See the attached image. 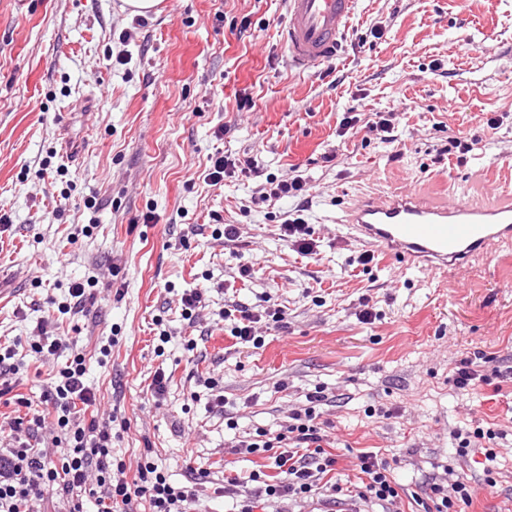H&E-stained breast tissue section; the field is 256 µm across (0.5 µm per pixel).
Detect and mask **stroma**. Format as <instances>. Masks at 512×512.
Wrapping results in <instances>:
<instances>
[{"mask_svg": "<svg viewBox=\"0 0 512 512\" xmlns=\"http://www.w3.org/2000/svg\"><path fill=\"white\" fill-rule=\"evenodd\" d=\"M132 20L124 0H0V348L20 365L0 415L24 416L18 397L39 403L80 353L128 473L149 454L171 482L206 472L218 483L272 473L268 458L233 453V437L277 431L322 387L333 482L353 479L359 452H381L420 493L451 460L480 489L465 512H512V246L435 273L380 252L362 265L340 223L364 193L505 201L512 0H356L336 59L306 70L286 60L285 0H163L144 25ZM378 112L397 114L395 141L368 131ZM347 113L358 122L342 137ZM456 136L474 149L436 161ZM219 152L254 160L259 176L208 185ZM295 167L311 185V258L280 237L300 203L261 199L267 177ZM221 223L239 226L237 242L215 236ZM92 276L84 312L61 314L69 287ZM193 289L204 301L190 323L179 299ZM232 301L282 309L286 325L261 321L253 348L220 319ZM366 301L378 319L361 318ZM40 323L69 341L46 362L28 346ZM473 356L495 358L501 377L455 388L456 363ZM159 369L170 379L157 398ZM210 377L223 410L210 406ZM468 423L507 433L493 443L495 487L484 449L456 454L449 433Z\"/></svg>", "mask_w": 512, "mask_h": 512, "instance_id": "1", "label": "stroma"}]
</instances>
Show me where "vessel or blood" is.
<instances>
[{
  "label": "vessel or blood",
  "instance_id": "vessel-or-blood-1",
  "mask_svg": "<svg viewBox=\"0 0 512 512\" xmlns=\"http://www.w3.org/2000/svg\"><path fill=\"white\" fill-rule=\"evenodd\" d=\"M282 45L303 69L335 59L355 0H286ZM351 238L423 271L445 270L487 255L493 242H512V203L489 207L453 200L433 204L412 192L358 196L343 219Z\"/></svg>",
  "mask_w": 512,
  "mask_h": 512
}]
</instances>
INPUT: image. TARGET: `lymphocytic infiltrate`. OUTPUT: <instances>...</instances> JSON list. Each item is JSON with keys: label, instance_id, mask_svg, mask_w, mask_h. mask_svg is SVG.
<instances>
[{"label": "lymphocytic infiltrate", "instance_id": "obj_1", "mask_svg": "<svg viewBox=\"0 0 512 512\" xmlns=\"http://www.w3.org/2000/svg\"><path fill=\"white\" fill-rule=\"evenodd\" d=\"M50 409L29 419H15L0 448V512H45L49 498L66 501L68 512H137L147 503L149 512H198L205 477L191 484H171L151 460L138 463L135 473L112 457V422L101 418L97 398L85 382L82 355H75L56 372L44 394ZM324 388L306 396L303 408L292 411L277 433L256 429L236 439L232 450L241 455H268L284 469L280 482L263 483L268 503L305 502L331 489L333 494L371 502L391 512L401 501L402 488L389 462L373 452L357 456V482L323 487L324 476L335 470L338 458L327 451L322 405ZM49 440L37 448L33 439ZM477 494L470 480L451 465L427 484L416 498L420 512H462Z\"/></svg>", "mask_w": 512, "mask_h": 512}]
</instances>
